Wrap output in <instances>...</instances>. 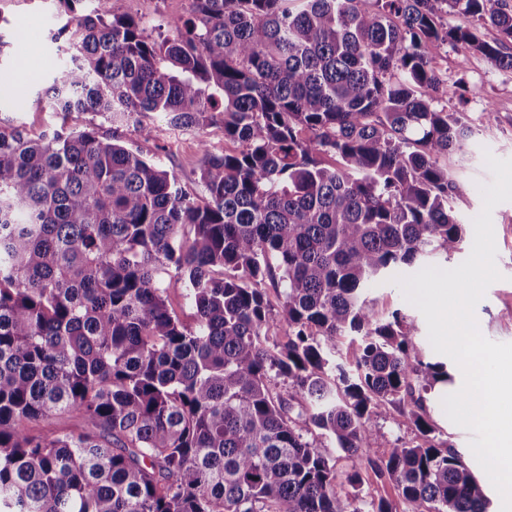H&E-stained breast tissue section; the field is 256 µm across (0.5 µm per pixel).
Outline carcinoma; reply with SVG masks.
I'll return each mask as SVG.
<instances>
[{"instance_id":"1","label":"carcinoma","mask_w":512,"mask_h":512,"mask_svg":"<svg viewBox=\"0 0 512 512\" xmlns=\"http://www.w3.org/2000/svg\"><path fill=\"white\" fill-rule=\"evenodd\" d=\"M489 3L192 0L161 41L122 0L73 17L84 37L57 47L45 94L112 131L0 125V512H364L359 472L336 482L312 427L394 482L404 512H487L427 415L446 366L365 290L463 242L436 158L471 130L436 107L427 47L512 70V9ZM150 112L235 144L206 153L205 198L124 145L152 136ZM179 284L192 327L168 304ZM384 402L423 442H391Z\"/></svg>"}]
</instances>
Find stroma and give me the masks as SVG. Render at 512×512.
Instances as JSON below:
<instances>
[{
  "label": "stroma",
  "mask_w": 512,
  "mask_h": 512,
  "mask_svg": "<svg viewBox=\"0 0 512 512\" xmlns=\"http://www.w3.org/2000/svg\"><path fill=\"white\" fill-rule=\"evenodd\" d=\"M191 10L189 0H123V11L141 20L145 33L158 38L176 33ZM71 14L58 0H0V124L21 126L31 135L67 127L71 130L96 128L106 131L108 122L92 112H73L60 116L43 93L59 59L46 43L49 30L72 24ZM440 79L439 99L449 109L459 110L472 134L461 149L438 157L459 186L453 210L465 225V239L460 251L450 257H435L434 266L451 269L464 262L474 241V218L481 212L480 185L491 183L493 176L485 165V153L500 159L512 158V72L497 68L484 56L450 43L428 48ZM153 128L149 140L127 133L128 144L158 163L176 180L178 186L193 196L202 195L200 180L205 150L225 148L220 127L199 131L172 129L164 114L151 113ZM496 266L502 275L491 284L475 307L481 334L492 341L512 343V201L498 204L492 212ZM378 314L401 309L416 328V349L428 361L441 360L432 348L423 314L408 303L398 285L382 279L367 292ZM446 366L452 381L436 386L426 398V409L438 439L453 446L477 477L485 472L474 457L469 441L471 432L452 423L446 416L442 398L459 390L463 375L454 361Z\"/></svg>",
  "instance_id": "35a3bbf8"
}]
</instances>
